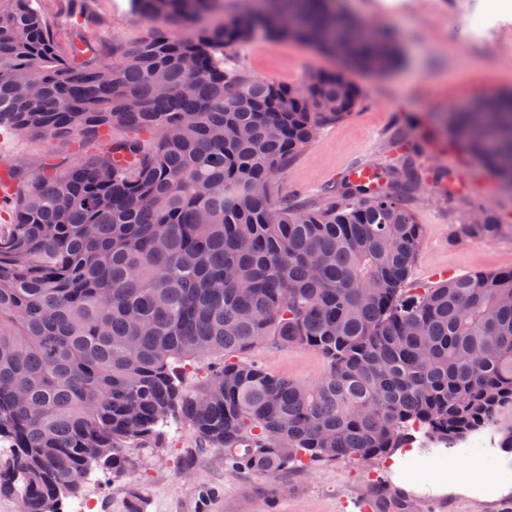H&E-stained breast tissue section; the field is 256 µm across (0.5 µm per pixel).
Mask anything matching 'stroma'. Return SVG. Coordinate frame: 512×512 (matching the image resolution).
<instances>
[{"label": "stroma", "instance_id": "obj_1", "mask_svg": "<svg viewBox=\"0 0 512 512\" xmlns=\"http://www.w3.org/2000/svg\"><path fill=\"white\" fill-rule=\"evenodd\" d=\"M341 11L376 21L397 37L401 65L390 74H353L363 103L348 117L321 129L312 143L288 166L276 183L280 195L298 194L314 202L341 181L346 171L365 164L384 172L400 165V138L422 142L412 162L422 182L411 207L423 230L411 272L415 283L427 284L434 270L459 275L512 268V189L488 168L468 157L442 133L450 113L463 111L481 96L512 94V11L497 10L494 0H466L467 16L456 0H336ZM60 48L89 36L97 51L113 43L132 45L146 37L150 23L130 12L128 0H40ZM485 19V33L474 38L471 22ZM225 67L251 78L303 86L308 76L340 71L339 60L312 46L290 39L259 38L232 47ZM100 138L46 140L0 130V171L16 170L32 177L46 166L66 167L103 151ZM447 170L466 180L463 194L442 196L431 176ZM496 211L502 226L493 240L465 234L481 210ZM248 360L289 380L309 384L319 379L325 362L317 352L296 345L261 343ZM484 434L471 438L472 453L444 454L451 465L472 464L490 474L491 482L452 475L443 494L407 487L410 479L425 480L432 469L423 466L394 474L385 461L341 460L308 470H293L273 480L236 472L221 448L195 447L186 426L168 428L159 452L142 451L135 470L119 477L87 476L79 494L93 512H130L139 500L142 512H358L359 499L376 486L412 502V512H499L512 502V455L494 449L484 453ZM218 494L200 503L198 485Z\"/></svg>", "mask_w": 512, "mask_h": 512}]
</instances>
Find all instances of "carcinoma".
<instances>
[{
  "label": "carcinoma",
  "mask_w": 512,
  "mask_h": 512,
  "mask_svg": "<svg viewBox=\"0 0 512 512\" xmlns=\"http://www.w3.org/2000/svg\"><path fill=\"white\" fill-rule=\"evenodd\" d=\"M128 2L187 32L66 58L37 0H0V128L145 134L15 178L0 224V495L61 512L90 470L136 468L132 450L160 447L172 423L261 478L416 444L433 461L491 426L512 449V269L410 282L422 227L408 163L377 192L346 180L319 203L278 196L361 90L342 72L297 91L224 68L225 49L263 36L385 73L400 61L391 33L334 0H266L210 23L222 0ZM450 131L512 181L511 98L477 102ZM499 230L490 211L466 228ZM263 341L316 350L323 375L298 384L248 361Z\"/></svg>",
  "instance_id": "cac0c4a2"
}]
</instances>
